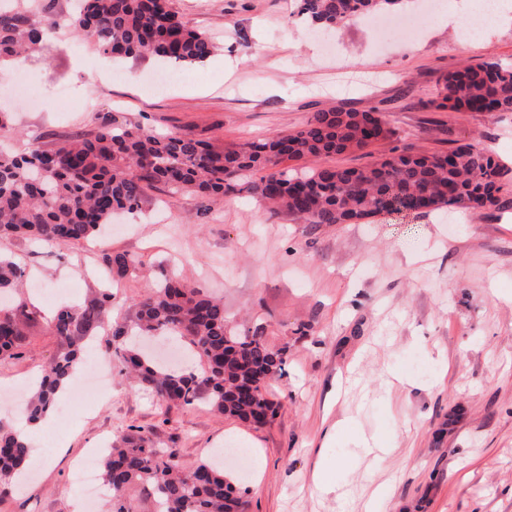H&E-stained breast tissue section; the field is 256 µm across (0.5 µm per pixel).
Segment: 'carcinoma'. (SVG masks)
I'll list each match as a JSON object with an SVG mask.
<instances>
[{
    "label": "carcinoma",
    "instance_id": "1",
    "mask_svg": "<svg viewBox=\"0 0 512 512\" xmlns=\"http://www.w3.org/2000/svg\"><path fill=\"white\" fill-rule=\"evenodd\" d=\"M403 0H302V12L321 28H344L361 16ZM73 36L104 57H155L197 66L216 43L170 9L168 0H80L69 17ZM56 23L22 6L0 8V64L47 46ZM427 104L468 112H512V71L495 62L466 63L439 80ZM380 112L334 108L315 112L300 128L219 147L191 133L157 134L140 123L117 125L108 117L94 130L49 148L33 142L16 154L0 150V238L26 236L71 245L88 240L117 211L141 208L146 190L158 184L171 193L201 198L246 191L271 212L306 224H362L381 213L443 209L480 210L499 204L509 174L488 152L460 145L446 152H401L361 167L330 159L368 148L392 135ZM303 161L297 171L288 162ZM112 279L136 272L128 253L104 257ZM24 270L0 256V293L16 309L31 307L21 289ZM138 329L179 336L204 361L200 372L156 364L132 347L115 348L126 373L159 397L161 406L206 402L219 413L253 425L275 415L266 385L284 372L285 353L271 347L261 328L239 335L224 317V304L180 279L168 278L133 303ZM112 293L102 290L80 306L60 308L48 329L58 339L56 356L40 371L23 412L27 423L54 405L58 388L81 361L90 335L110 325ZM27 343V322L0 310V358H16ZM30 457L21 432L0 423V484L20 473ZM104 481L112 489L111 512H132L127 489H149L159 512H246L248 502L224 471L201 463L186 470L144 437L109 448Z\"/></svg>",
    "mask_w": 512,
    "mask_h": 512
}]
</instances>
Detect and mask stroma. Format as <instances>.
<instances>
[{
  "label": "stroma",
  "instance_id": "1",
  "mask_svg": "<svg viewBox=\"0 0 512 512\" xmlns=\"http://www.w3.org/2000/svg\"><path fill=\"white\" fill-rule=\"evenodd\" d=\"M458 2L420 16L414 41L394 28L343 29L335 62L322 58L301 0H169L219 49L204 65L176 68L154 92L143 83L161 64L104 69L63 26L56 48L23 65L38 102L20 91L15 69L0 72L13 126L0 140L49 147L107 113L227 145L296 129L316 112L375 108L392 136L338 164L471 144L512 168V112L427 104L437 80L463 63L512 69V18L463 44ZM59 82L71 95L57 93ZM500 196L501 206L480 211L303 224L245 192L204 199L159 186L102 243L0 240V253L23 262L38 309L21 358L0 359V389L30 391L58 350L50 309L104 287L103 257L113 251L143 263L112 287L113 325H132V301L175 275L220 299L232 326L263 327L286 351L283 376L267 388L276 414L257 427L204 404L161 409L98 338L90 357L111 366L107 393L64 397L69 420L30 440L29 482L0 488V512H80L74 462L101 437L118 444L132 435L187 468L217 449H244L250 475L238 489L248 512H512V177ZM61 442L65 455L46 462Z\"/></svg>",
  "mask_w": 512,
  "mask_h": 512
}]
</instances>
